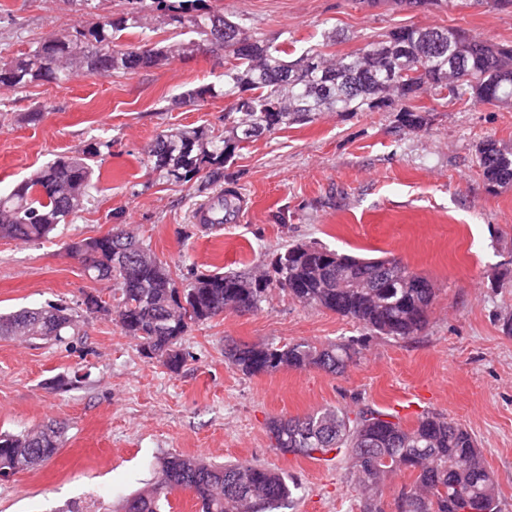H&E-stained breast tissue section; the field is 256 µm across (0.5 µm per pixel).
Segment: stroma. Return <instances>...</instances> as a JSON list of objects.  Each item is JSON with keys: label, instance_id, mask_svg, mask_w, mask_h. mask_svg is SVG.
Returning a JSON list of instances; mask_svg holds the SVG:
<instances>
[{"label": "stroma", "instance_id": "stroma-1", "mask_svg": "<svg viewBox=\"0 0 512 512\" xmlns=\"http://www.w3.org/2000/svg\"><path fill=\"white\" fill-rule=\"evenodd\" d=\"M267 39L296 50L341 38L330 53L361 47L396 27L462 28L512 43V8L494 0L455 7H409L383 0H218ZM69 0H0V56L14 57L45 37L85 22ZM224 57L199 51L136 74L79 75L69 82L0 90V188H12L55 155L110 142L86 209L50 239H0V312L63 303L77 327L62 340L0 339V432L55 420L58 452L38 470L0 481V512H117L148 487L172 453L217 464L250 460L299 483L280 512H361L344 468L271 447L273 418L326 407L368 405L412 424L424 413L464 425L499 479L500 507L512 512V185L489 190L477 164L489 139L512 144V108L418 99L421 128L398 108L324 112L240 144L212 184L171 183L148 174L144 151L162 130L225 132L230 99L172 104L187 89L222 81ZM40 120H32L34 111ZM236 188L241 221L207 229L200 204ZM124 227L188 283L215 271L267 270L291 243L341 253L396 257L427 276L436 298L425 329L409 339L365 336L328 310L304 306L268 287L260 306L192 325L179 371L144 356L113 316L87 312L93 292L112 300L116 284L89 280L66 245ZM365 337L344 374L281 369L246 376L224 357L227 344L305 339L321 346Z\"/></svg>", "mask_w": 512, "mask_h": 512}]
</instances>
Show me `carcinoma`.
<instances>
[{
  "label": "carcinoma",
  "instance_id": "carcinoma-1",
  "mask_svg": "<svg viewBox=\"0 0 512 512\" xmlns=\"http://www.w3.org/2000/svg\"><path fill=\"white\" fill-rule=\"evenodd\" d=\"M224 28L221 50L228 53L221 83L190 88L179 99L205 102L233 100L224 120L229 135L212 136L201 127L161 131L149 144L146 163L158 176L189 183L215 179L242 142L300 122L322 112H378L398 101L412 100L466 71L470 79L453 91L454 100L512 107V45L492 43L460 28L400 27L363 46L331 58L315 48L288 59V41L275 44L256 29L224 16L209 0H123V8L73 34L52 35L27 53L0 57V88L23 89L38 83L63 84L78 74L132 75L140 69L193 53L191 46L215 37ZM170 26L181 38L165 45L145 40L122 43L126 32H155ZM107 141L57 155L9 192L0 193V237L29 242L46 239L86 208L94 187L96 159ZM504 146L483 142L485 158L477 160L491 187L512 184V153L500 160ZM211 226L228 221V199L208 200ZM95 242L98 256L85 267L94 281H116L117 324L138 341L141 351L171 371L187 359L180 340L191 325L210 320L253 299L258 308L270 282L299 303L326 309L375 334L408 339L427 322L435 288H407L409 267L396 278L384 276V258L340 255L327 247L289 245L272 263L274 279L227 271L202 274L186 285L135 236L113 228L94 239L68 245L81 257ZM355 269L341 283L336 267ZM76 320L67 307L21 309L0 313V337L60 340ZM224 357L243 375L282 368H317L340 375L360 358L355 340L316 346L297 341L243 345L224 350ZM272 447L286 454L313 458L334 453L348 466L360 495L362 512H384L387 482L412 477L401 487L399 512H460L451 486L468 496L469 512H500L498 482L482 458L476 440L461 424L436 414L411 426L371 407L351 413L326 407L295 418H273L267 425ZM61 427L50 423L21 434L0 433V476L30 472L59 448ZM300 489L278 471L252 462L219 466L199 457L171 454L159 464L154 482L127 498L122 512H166L169 495L188 490L200 512H276Z\"/></svg>",
  "mask_w": 512,
  "mask_h": 512
}]
</instances>
